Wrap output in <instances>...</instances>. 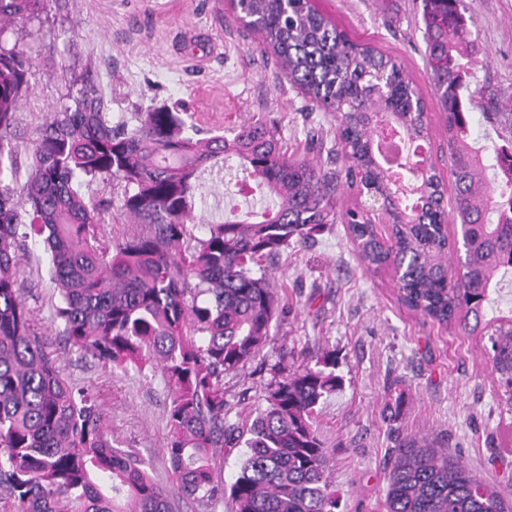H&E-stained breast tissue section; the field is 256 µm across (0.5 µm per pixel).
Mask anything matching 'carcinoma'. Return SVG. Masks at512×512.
Returning <instances> with one entry per match:
<instances>
[{
	"label": "carcinoma",
	"instance_id": "cac0c4a2",
	"mask_svg": "<svg viewBox=\"0 0 512 512\" xmlns=\"http://www.w3.org/2000/svg\"><path fill=\"white\" fill-rule=\"evenodd\" d=\"M425 59L440 102L453 191L431 156L425 103L406 70L352 38L315 0H230L237 19L304 97L336 115V145L316 167L288 153L262 122L206 138L177 112L137 113L112 125L93 75L47 113L17 179V112L30 91L28 22L53 0H0V488L17 512H173L166 489L106 430L99 393L63 374L20 299L18 268L29 244L49 257L55 319L78 351L111 368L160 372L170 392L165 453L181 494L229 512H335L328 453L315 408L336 390V361L287 371L276 365L253 419L248 452L225 492L215 448L242 437L228 420L224 376L251 362L287 305L263 259L344 224L366 269L390 271L400 302L431 320L488 338L498 398L512 410V147L491 155L475 136L471 89L476 38L464 0H422ZM13 40L6 39V33ZM238 160V192L272 204L241 217L190 225L196 184ZM120 190L118 215L140 230L115 242L101 225L112 200L79 186ZM374 187L380 202L337 210L344 188ZM452 211H447V205ZM384 210L390 234L372 223ZM458 237L449 239L448 218ZM459 253L448 266L447 254ZM384 512H512V492L490 487L458 458L424 440L402 442L388 472Z\"/></svg>",
	"mask_w": 512,
	"mask_h": 512
}]
</instances>
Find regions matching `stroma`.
I'll return each mask as SVG.
<instances>
[{
  "mask_svg": "<svg viewBox=\"0 0 512 512\" xmlns=\"http://www.w3.org/2000/svg\"><path fill=\"white\" fill-rule=\"evenodd\" d=\"M317 4L351 37L404 67L427 104L432 158L451 183L441 107L425 63L422 0ZM465 6L480 48L472 82L481 93L473 112L512 113V0H465ZM24 41L34 67L33 90L18 112L22 168L46 114L88 71L116 124L158 108L192 114L205 137L263 121L314 165L324 164L336 144L335 117L292 88L228 0H54L46 21L28 23ZM233 183L224 169L202 174L195 224L223 220L237 202ZM268 269L291 310L273 323L261 353L225 376L230 422L256 416L274 364L312 366L330 353L340 384L317 406L316 428L329 450L336 512H383L393 454L409 438L447 449L485 483L512 484V412L499 403L486 339L403 306L389 277L366 270L342 224L327 225L307 247L281 251ZM20 272L21 297L45 349L72 381L98 391L113 440L145 460L175 512H204L171 475L161 374L111 370L66 346L42 246L29 245ZM394 400L401 413L392 423L384 408Z\"/></svg>",
  "mask_w": 512,
  "mask_h": 512,
  "instance_id": "1",
  "label": "stroma"
}]
</instances>
